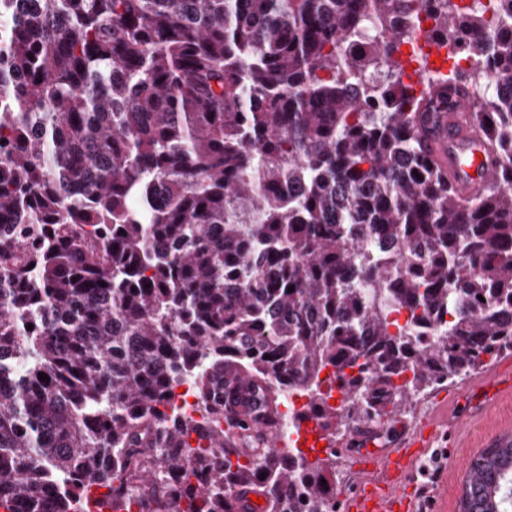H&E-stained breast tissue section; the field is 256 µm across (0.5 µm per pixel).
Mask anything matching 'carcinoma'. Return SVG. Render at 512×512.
I'll return each instance as SVG.
<instances>
[{
  "instance_id": "obj_1",
  "label": "carcinoma",
  "mask_w": 512,
  "mask_h": 512,
  "mask_svg": "<svg viewBox=\"0 0 512 512\" xmlns=\"http://www.w3.org/2000/svg\"><path fill=\"white\" fill-rule=\"evenodd\" d=\"M415 2L0 0V508L238 512L230 486L336 512L335 448L224 445L231 386L279 431L303 390L334 443L512 350V0H423L475 59L446 74ZM457 86L495 166L467 200L424 145ZM510 483L512 439L460 512H507Z\"/></svg>"
}]
</instances>
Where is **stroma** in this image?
<instances>
[{
	"mask_svg": "<svg viewBox=\"0 0 512 512\" xmlns=\"http://www.w3.org/2000/svg\"><path fill=\"white\" fill-rule=\"evenodd\" d=\"M494 362L478 369L476 374L444 383L442 391L450 395L447 407L436 404V393L409 401L386 418L385 440H392L398 427H411L422 419L437 421L440 428H453L455 446L441 457L426 456L423 466L441 467L439 479L427 486V498L436 503L439 512H458L463 479L468 461L475 453L488 446L491 437L499 431H512V386H499L494 400L479 414L468 407L470 387L476 377H488L494 371Z\"/></svg>",
	"mask_w": 512,
	"mask_h": 512,
	"instance_id": "35a3bbf8",
	"label": "stroma"
}]
</instances>
